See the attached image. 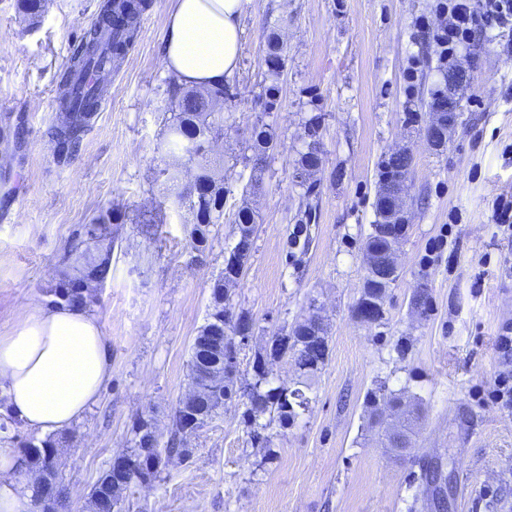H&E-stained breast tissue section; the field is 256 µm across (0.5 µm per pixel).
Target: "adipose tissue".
<instances>
[{"label":"adipose tissue","instance_id":"obj_1","mask_svg":"<svg viewBox=\"0 0 512 512\" xmlns=\"http://www.w3.org/2000/svg\"><path fill=\"white\" fill-rule=\"evenodd\" d=\"M246 0H171L161 65L179 85L218 86L239 62ZM112 376V350L91 307L23 306L0 332V427L40 435L79 420ZM21 449L0 447V512H33L34 484Z\"/></svg>","mask_w":512,"mask_h":512}]
</instances>
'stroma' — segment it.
<instances>
[{"label": "stroma", "mask_w": 512, "mask_h": 512, "mask_svg": "<svg viewBox=\"0 0 512 512\" xmlns=\"http://www.w3.org/2000/svg\"><path fill=\"white\" fill-rule=\"evenodd\" d=\"M105 0H48L38 24L0 0V331L14 311L47 299L71 272L66 247L85 224L119 214L112 278L93 310L112 345V378L97 403L56 432L59 512H88L92 486L131 428L151 416L161 439L190 389V348L208 314L210 284L234 243V213H255L254 249L232 287L249 311L236 377L251 381L272 336L317 316L329 356L315 377L290 357L270 362L274 385L308 400L292 425L253 438L246 397L172 457L154 482L121 498L130 512H512V411L490 398L512 357L497 338L512 324V233L496 206L512 199V52L477 33L454 62L460 118L447 146L423 132L445 65L417 29L435 0H248L239 67L224 102V222L212 247L188 244L190 216L167 172L163 113L171 79L160 65L170 0H149L135 41L106 72L103 108L79 157L57 164L49 129L60 76ZM288 45L273 108L260 97L266 37ZM320 116V169L299 181L297 160ZM276 135L261 168L244 158L255 125ZM409 149L410 227L400 275L374 324L357 315L364 248L377 219L376 183L391 151ZM166 213L153 223L155 208ZM428 296L414 307L417 293ZM419 413L411 445L378 435L387 422L378 387ZM435 480L421 483L422 469Z\"/></svg>", "instance_id": "35a3bbf8"}]
</instances>
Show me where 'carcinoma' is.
<instances>
[{
  "label": "carcinoma",
  "instance_id": "cac0c4a2",
  "mask_svg": "<svg viewBox=\"0 0 512 512\" xmlns=\"http://www.w3.org/2000/svg\"><path fill=\"white\" fill-rule=\"evenodd\" d=\"M146 0H121L119 3H106L100 19L87 31L82 43L72 57L69 73L63 78L60 95V111L79 115V125H68L62 121L54 127L51 138L59 153V160L71 163L79 154L84 137L88 131L91 117L97 114L103 97L102 87L77 94L73 85L72 74L88 67L106 64L117 65L125 57L128 47L133 42L140 24ZM17 7L29 24L38 23L46 8V0H17ZM287 60V44L279 36L273 35L268 40L265 58L268 72L278 75L283 71ZM228 96V88L222 84L210 88H183L175 83L170 89L167 106L169 117L164 120L166 146L171 162L170 178L178 180L179 166L182 159L194 163L196 180L202 188L185 187L177 193L179 204L191 215L189 231L190 246L203 254L212 247L214 228L224 219V159L209 153L196 152L193 158L182 154L183 147L189 142L206 143L224 136V112L222 105ZM274 135L264 125H256L249 149V160L258 167L268 151L274 149ZM322 153L317 140L307 145L298 161V171L303 172L311 166H320ZM112 223V214H101L92 223L84 225L83 235L94 243L92 251H78L74 248L68 256L75 257L80 266L79 276L87 279L96 288L105 284L112 277V251L114 239L108 236L107 225ZM237 241L235 246L242 251V256L250 257L256 234L255 216L252 209L242 207L234 213ZM231 273L230 259L224 260V271L214 279L210 286V312L198 335L209 336L219 333L228 340L235 336H248L253 329V319L247 312H240L234 322L224 320L225 309L232 306L230 288L226 284L227 274ZM51 295L65 302L75 299L81 304L93 306L99 302L98 295L87 291L77 293L64 282L51 290ZM324 336L326 332L321 322L308 319L295 327L291 334L275 336L272 342L279 344L284 351L292 355L295 365L302 374L313 376L325 365L326 359L310 357L305 349L303 334ZM248 399L246 409L247 422L254 429H266L273 420L280 426L288 425L297 416L295 406L288 400L285 389L270 386L267 374L255 369L253 381L241 386L234 385V379L224 377V398L231 399L237 394ZM195 400H179L170 415V437L165 446H160L156 427L150 417L138 418L132 427L133 447L126 455L131 462L127 473V484L136 482L150 483L157 479L167 461L175 456H186L189 449L184 444L185 428L193 416ZM28 451L32 468L43 473L55 485L56 494L44 501H35L42 512H54L66 499L65 489L58 481V459L55 455V441L52 437L32 441L24 445ZM118 490L110 488V472L104 471L93 485L88 500L89 512H112V498Z\"/></svg>",
  "mask_w": 512,
  "mask_h": 512
}]
</instances>
